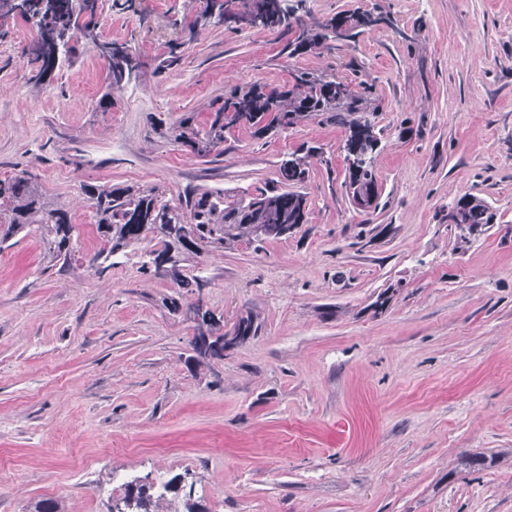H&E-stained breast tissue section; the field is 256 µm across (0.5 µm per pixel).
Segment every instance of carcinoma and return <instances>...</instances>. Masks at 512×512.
<instances>
[{"label":"carcinoma","mask_w":512,"mask_h":512,"mask_svg":"<svg viewBox=\"0 0 512 512\" xmlns=\"http://www.w3.org/2000/svg\"><path fill=\"white\" fill-rule=\"evenodd\" d=\"M239 9L255 13V26L261 29L294 31L288 41V55H303L327 41L351 42L365 30L390 18L370 12L341 11L310 26L293 25L285 0H238ZM97 0H0V16H18L35 35L30 47L32 79L40 82L54 72L51 64L71 58L73 43L83 40L99 50L108 63L109 86H119L136 74V63L128 49L116 42L100 40L95 19ZM350 88L346 100L336 103V84ZM378 105L370 88L357 89L334 75L302 70L291 75V82L269 87L246 84L224 95V103L210 113L201 126L187 116L167 131V136L192 152L207 156L221 151L224 131L232 127L253 130L261 137L270 132L293 128L306 119H321L345 131L343 151L348 170L347 193L361 195L372 207L378 199L373 154L379 143L373 116ZM311 154L293 153L278 169L283 190L258 188L251 193L228 194L204 190L184 198H164L157 187L112 184L81 187L91 209L101 246L93 259L112 267L126 250L148 238H158L162 249L146 253L144 269L163 271L186 292L203 288L204 278L182 273L183 262L191 256L232 249L241 244L260 248L280 239L305 223L309 203L299 187L308 176ZM449 210L454 212L455 228L463 241L478 236L497 223V213L484 198L466 193ZM36 227L52 258L68 266L78 239L71 212L65 205L47 198L37 176L21 170L9 179H0V245L18 233ZM164 255L170 265L164 269L156 259ZM211 342L224 340V324L209 309L202 315ZM258 325L251 316L235 324L232 335L245 342L255 336ZM177 489L170 481L163 491L154 484L137 480L127 485L121 502L111 512H162L159 502L165 493Z\"/></svg>","instance_id":"obj_1"}]
</instances>
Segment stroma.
Returning a JSON list of instances; mask_svg holds the SVG:
<instances>
[{"mask_svg":"<svg viewBox=\"0 0 512 512\" xmlns=\"http://www.w3.org/2000/svg\"><path fill=\"white\" fill-rule=\"evenodd\" d=\"M288 4L306 19L361 8L397 26L292 57L288 34L202 19L200 0H102V37L140 61L111 91L82 41L33 85V34L0 19V178L38 174L79 233L68 268L38 232L0 245V512L44 499L109 512L116 472L179 479L170 512H512V0ZM298 69L373 85L376 207L346 191L339 127L234 128L207 157L163 135L187 116L204 123L233 87L282 85ZM303 145L323 149L302 186L305 224L184 264L206 277L225 329L247 315L259 325L199 367L183 312L193 294L141 268L159 241L99 271L81 188L251 192ZM467 193L499 222L464 242L448 207ZM474 454L492 467L463 469Z\"/></svg>","mask_w":512,"mask_h":512,"instance_id":"1","label":"stroma"}]
</instances>
